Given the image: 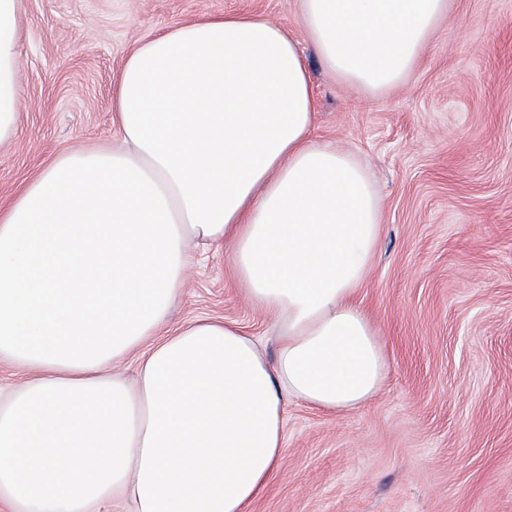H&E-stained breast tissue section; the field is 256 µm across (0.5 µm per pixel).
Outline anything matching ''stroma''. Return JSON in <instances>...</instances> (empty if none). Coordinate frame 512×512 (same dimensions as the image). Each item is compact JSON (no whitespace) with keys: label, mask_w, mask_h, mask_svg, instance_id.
<instances>
[{"label":"stroma","mask_w":512,"mask_h":512,"mask_svg":"<svg viewBox=\"0 0 512 512\" xmlns=\"http://www.w3.org/2000/svg\"><path fill=\"white\" fill-rule=\"evenodd\" d=\"M234 13L271 19L306 52L313 138L373 182L382 233L358 299L389 360L358 410L288 403L279 473L250 512H512V0H449L410 76L378 90L312 55L298 0H25L0 206L69 150L119 140L115 83L141 43ZM197 318L276 351L227 254L186 274L170 322Z\"/></svg>","instance_id":"1"}]
</instances>
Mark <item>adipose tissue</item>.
I'll use <instances>...</instances> for the list:
<instances>
[{
  "label": "adipose tissue",
  "mask_w": 512,
  "mask_h": 512,
  "mask_svg": "<svg viewBox=\"0 0 512 512\" xmlns=\"http://www.w3.org/2000/svg\"><path fill=\"white\" fill-rule=\"evenodd\" d=\"M25 0H0V146L17 134ZM448 0H300L315 55L354 86L410 74ZM122 145L76 150L0 211V504L9 512H249L278 473L288 401L364 406L388 357L358 301L381 217L360 163L312 137L303 53L260 15L139 46ZM228 251L276 355L235 323L169 327L202 251ZM140 352L135 382L117 364Z\"/></svg>",
  "instance_id": "1"
}]
</instances>
